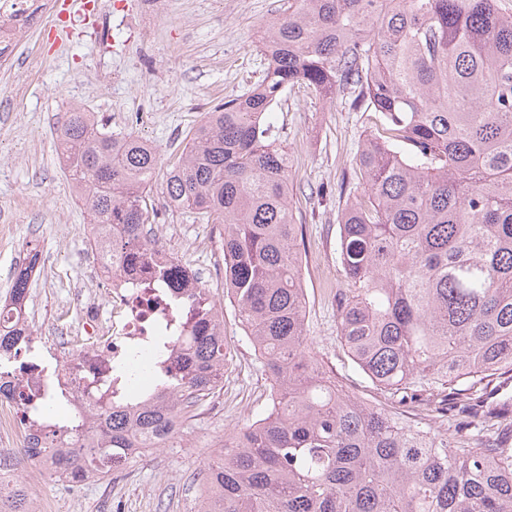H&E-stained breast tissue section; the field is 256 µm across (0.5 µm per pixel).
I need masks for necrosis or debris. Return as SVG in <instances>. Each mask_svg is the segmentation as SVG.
Returning a JSON list of instances; mask_svg holds the SVG:
<instances>
[{
    "label": "necrosis or debris",
    "mask_w": 512,
    "mask_h": 512,
    "mask_svg": "<svg viewBox=\"0 0 512 512\" xmlns=\"http://www.w3.org/2000/svg\"><path fill=\"white\" fill-rule=\"evenodd\" d=\"M52 7L53 0H0V69L13 67L15 48ZM80 234L94 262L93 292L70 296L80 313L83 350L69 351L61 336L35 335L28 302L0 299V331L14 328L24 334L23 343L10 352L0 351V382L10 386L7 394L0 395V484L4 486L18 482L29 441L43 431L40 408L49 400L48 389L66 393L64 407L70 417L96 423V389L113 368L132 364L135 352L163 333L173 336L172 351H185V338L191 333L182 290L159 275L169 245L157 227H150L132 271L113 266L96 225H81Z\"/></svg>",
    "instance_id": "1"
}]
</instances>
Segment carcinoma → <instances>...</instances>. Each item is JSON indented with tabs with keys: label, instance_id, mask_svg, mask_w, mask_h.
<instances>
[{
	"label": "carcinoma",
	"instance_id": "obj_1",
	"mask_svg": "<svg viewBox=\"0 0 512 512\" xmlns=\"http://www.w3.org/2000/svg\"><path fill=\"white\" fill-rule=\"evenodd\" d=\"M265 24L270 48L253 89L217 104L165 158L72 108L57 133L72 186L112 231V261L133 268L165 169L179 210L224 225V286L264 360L272 398L224 435V465L203 470L201 512H512V13L496 0H287ZM306 87L375 120L354 156L358 182L338 216L334 295L343 349L390 402L356 396L325 369L307 329L288 152L269 120ZM12 297L29 293L20 271ZM195 336L180 384L134 412L110 400L84 447L25 449L61 471L130 464L213 398L224 339L191 289ZM438 421L453 423L451 436ZM0 512H35L25 485L0 487Z\"/></svg>",
	"mask_w": 512,
	"mask_h": 512
}]
</instances>
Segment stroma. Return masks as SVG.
Returning a JSON list of instances; mask_svg holds the SVG:
<instances>
[{
  "mask_svg": "<svg viewBox=\"0 0 512 512\" xmlns=\"http://www.w3.org/2000/svg\"><path fill=\"white\" fill-rule=\"evenodd\" d=\"M19 46L13 70L0 71V292L11 281L15 252L42 226L48 261L31 278L40 299L34 330L41 336L71 330L80 350L79 317L67 288L90 274L79 226L87 217L59 158L58 113L78 106L115 132H131L162 154L182 151L188 131L219 102L245 93L264 71L259 42L263 25L281 16L285 0H165L152 16L147 0H56ZM151 37H143L145 23ZM350 92L325 100L292 91L270 119L291 160V200L304 240L302 286L307 324L318 357L349 391L367 403L384 402L336 334L333 296L344 283L336 261L337 218L345 204L343 180L369 125L367 113L349 109ZM156 224L168 227L175 257L205 267L212 244L202 223L170 206L162 177H155ZM211 299L224 308V383L185 423L187 447L171 442L155 455L82 489L56 479L34 495L53 512H198L204 494L200 468L210 462L225 432L255 420L269 403L271 384L229 303L223 282L205 280Z\"/></svg>",
  "mask_w": 512,
  "mask_h": 512,
  "instance_id": "stroma-1",
  "label": "stroma"
}]
</instances>
